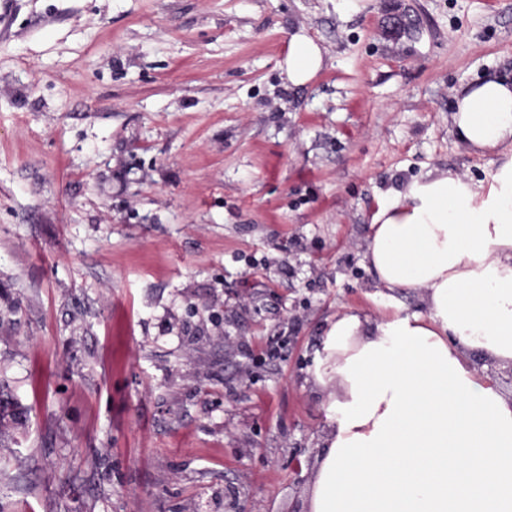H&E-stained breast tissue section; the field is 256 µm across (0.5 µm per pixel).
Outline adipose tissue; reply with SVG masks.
<instances>
[{
    "instance_id": "adipose-tissue-1",
    "label": "adipose tissue",
    "mask_w": 512,
    "mask_h": 512,
    "mask_svg": "<svg viewBox=\"0 0 512 512\" xmlns=\"http://www.w3.org/2000/svg\"><path fill=\"white\" fill-rule=\"evenodd\" d=\"M324 62L314 39L290 34L289 83ZM454 100L459 140L496 154L497 173L485 188L430 172L374 214L365 256L380 287L423 291L428 313L331 322L312 371L328 432L306 512H512V396L465 359L512 364V78Z\"/></svg>"
}]
</instances>
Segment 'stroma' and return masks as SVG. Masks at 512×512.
<instances>
[{
    "label": "stroma",
    "mask_w": 512,
    "mask_h": 512,
    "mask_svg": "<svg viewBox=\"0 0 512 512\" xmlns=\"http://www.w3.org/2000/svg\"><path fill=\"white\" fill-rule=\"evenodd\" d=\"M503 72L512 0H0V512H305L330 320L427 312L372 217L492 183L453 91ZM325 62L322 47L311 37L299 31L288 38V54L281 68L289 83L303 86L323 68ZM26 408L11 393L0 392V437L7 433L8 427L25 416Z\"/></svg>",
    "instance_id": "35a3bbf8"
}]
</instances>
